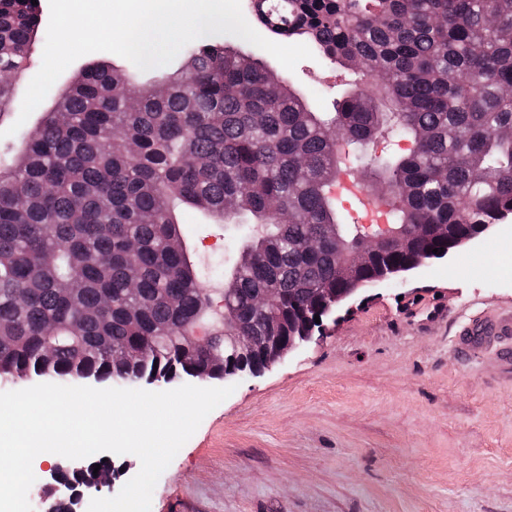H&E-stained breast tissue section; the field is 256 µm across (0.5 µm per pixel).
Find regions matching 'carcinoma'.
<instances>
[{"label": "carcinoma", "instance_id": "carcinoma-1", "mask_svg": "<svg viewBox=\"0 0 512 512\" xmlns=\"http://www.w3.org/2000/svg\"><path fill=\"white\" fill-rule=\"evenodd\" d=\"M254 21L305 39L371 78L338 110L312 111L287 77L273 83L225 35L186 48L185 65L146 85L108 64L84 67L12 153L0 157V380L65 384L198 375L260 366L259 354L185 336L215 323L210 301L256 339L310 333L324 293L361 288L436 257L512 213V0H255ZM31 0H0V117L38 35ZM407 138L400 159L365 166L388 188L390 223L429 224L356 268L359 246L326 188L337 144ZM231 224L247 252L203 285L174 209ZM271 296L267 314L259 298ZM155 347L133 362L113 352Z\"/></svg>", "mask_w": 512, "mask_h": 512}]
</instances>
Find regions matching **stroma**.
<instances>
[{"label": "stroma", "mask_w": 512, "mask_h": 512, "mask_svg": "<svg viewBox=\"0 0 512 512\" xmlns=\"http://www.w3.org/2000/svg\"><path fill=\"white\" fill-rule=\"evenodd\" d=\"M312 111L332 112L353 76L326 60L287 71L243 39ZM152 82L110 53L70 64L24 122L32 130L61 91L94 60ZM340 171L328 194L345 223L358 214L340 185L367 186L358 149L339 142ZM189 257L227 261L223 224L196 211ZM400 285L359 292L324 318L312 340L254 377L201 422L160 475L151 512H512V377L494 350L465 356L454 346L459 323L486 310L512 312V279L497 257L480 267L446 259L402 273Z\"/></svg>", "instance_id": "1"}]
</instances>
